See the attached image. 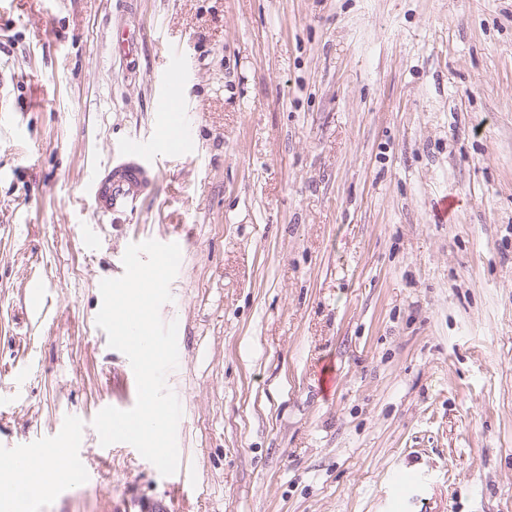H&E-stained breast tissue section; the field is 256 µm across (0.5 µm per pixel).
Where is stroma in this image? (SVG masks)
Segmentation results:
<instances>
[{
    "instance_id": "stroma-1",
    "label": "stroma",
    "mask_w": 512,
    "mask_h": 512,
    "mask_svg": "<svg viewBox=\"0 0 512 512\" xmlns=\"http://www.w3.org/2000/svg\"><path fill=\"white\" fill-rule=\"evenodd\" d=\"M170 63L191 141L98 216ZM0 81V448L95 475L31 512H512V0H0ZM167 235L178 480L92 426L97 283Z\"/></svg>"
}]
</instances>
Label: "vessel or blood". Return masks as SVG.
<instances>
[{
    "label": "vessel or blood",
    "instance_id": "vessel-or-blood-1",
    "mask_svg": "<svg viewBox=\"0 0 512 512\" xmlns=\"http://www.w3.org/2000/svg\"><path fill=\"white\" fill-rule=\"evenodd\" d=\"M190 138L191 131L184 113H161L154 148L130 145L108 170L93 175L91 188L95 212L101 216L122 214L136 209L142 201L154 196L158 179L156 158L159 152L180 151ZM51 444L54 454L69 467L71 487H85L90 477L76 461L69 434L58 433ZM0 464L27 471L38 469L42 466V452L37 448H0Z\"/></svg>",
    "mask_w": 512,
    "mask_h": 512
}]
</instances>
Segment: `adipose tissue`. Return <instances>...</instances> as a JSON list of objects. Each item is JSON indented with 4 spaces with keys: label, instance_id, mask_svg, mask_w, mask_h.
Instances as JSON below:
<instances>
[{
    "label": "adipose tissue",
    "instance_id": "ef3b65f1",
    "mask_svg": "<svg viewBox=\"0 0 512 512\" xmlns=\"http://www.w3.org/2000/svg\"><path fill=\"white\" fill-rule=\"evenodd\" d=\"M63 467V462L54 456L46 458L42 469L22 475L0 467V512H29L49 480L62 475Z\"/></svg>",
    "mask_w": 512,
    "mask_h": 512
}]
</instances>
